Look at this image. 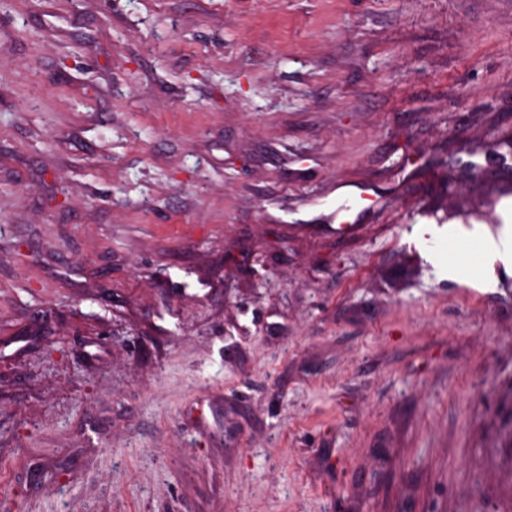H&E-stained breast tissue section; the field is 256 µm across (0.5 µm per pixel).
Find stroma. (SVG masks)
Instances as JSON below:
<instances>
[{"instance_id":"stroma-1","label":"stroma","mask_w":512,"mask_h":512,"mask_svg":"<svg viewBox=\"0 0 512 512\" xmlns=\"http://www.w3.org/2000/svg\"><path fill=\"white\" fill-rule=\"evenodd\" d=\"M505 113L512 0H0V504L503 512L512 271L407 236Z\"/></svg>"}]
</instances>
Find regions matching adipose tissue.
Wrapping results in <instances>:
<instances>
[{"label":"adipose tissue","mask_w":512,"mask_h":512,"mask_svg":"<svg viewBox=\"0 0 512 512\" xmlns=\"http://www.w3.org/2000/svg\"><path fill=\"white\" fill-rule=\"evenodd\" d=\"M498 213L502 225L495 232L481 224L469 227L462 224H417L413 226L409 239L443 278L453 281L459 280L460 271L434 248V241L445 239L472 251L477 257L474 274L482 278L484 286L489 287L493 284L496 265L512 268V204H503Z\"/></svg>","instance_id":"ef3b65f1"}]
</instances>
